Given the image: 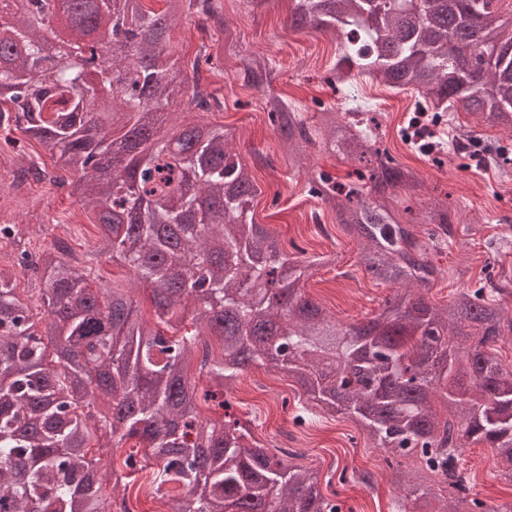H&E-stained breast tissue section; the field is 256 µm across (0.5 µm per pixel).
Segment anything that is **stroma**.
Listing matches in <instances>:
<instances>
[{"mask_svg":"<svg viewBox=\"0 0 512 512\" xmlns=\"http://www.w3.org/2000/svg\"><path fill=\"white\" fill-rule=\"evenodd\" d=\"M224 14L234 35L233 49L222 51L220 64L207 74L206 87L222 103L220 111L199 115L175 105L178 117L203 119L235 127L234 147L249 164L258 193L251 211L256 223L276 236L285 251L300 247L310 267L304 277L305 291L325 306L338 322L352 324L373 317L392 285L376 283L361 263L362 246L337 224L330 206L309 192L308 173L317 169L338 183L356 180L360 162H341L321 145L306 149L295 163L280 146L274 126L264 109L261 91L243 84L238 76L240 59L262 55L276 65L274 86L301 107L306 124L320 125L323 109L339 107L347 92H355L372 107L381 147L399 163L418 171L421 184L398 194L400 206L418 209L447 198L456 209L449 235L434 236L418 228L420 245L439 273L426 293L429 302L442 305L462 292L491 283L512 281V180L502 178L492 159L476 152L450 153L444 164L433 163L407 142L402 131L413 117L416 94L393 92L387 85L357 78L351 88L337 82L332 70L336 42L331 35L297 32L288 26L287 0H267L250 10L242 0H223ZM216 31L203 28L200 16L184 13L170 41V61L190 71L201 44L223 43ZM47 156L37 140L20 137L18 147L0 141V224L23 226L29 249L38 250L47 234L68 240L74 255L86 259L100 228L82 213L75 196L44 183L20 191L11 183V171L19 152ZM229 415L249 428L261 447L275 450L277 434L285 430L299 444L301 465L317 471L322 493L339 505L341 512H393L405 492L393 484L371 447L348 417H323L310 413L304 424L294 417L305 398L285 375H269L251 368L229 394ZM463 466L469 478V495L490 504H512V478L502 476L489 448H468ZM356 470L372 472L365 486L351 480ZM348 480H341V473Z\"/></svg>","mask_w":512,"mask_h":512,"instance_id":"35a3bbf8","label":"stroma"}]
</instances>
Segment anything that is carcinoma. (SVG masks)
Masks as SVG:
<instances>
[{"label":"carcinoma","instance_id":"cac0c4a2","mask_svg":"<svg viewBox=\"0 0 512 512\" xmlns=\"http://www.w3.org/2000/svg\"><path fill=\"white\" fill-rule=\"evenodd\" d=\"M68 2L73 20L51 56L43 52L50 0H28L12 16L0 37V118L59 153L44 176L71 188L102 228L90 260L120 261L134 283L148 284L157 324L123 291L92 288L56 236L35 263L41 314L17 293L16 265H0V512H107L103 480L117 489L125 475L101 472L91 442L129 439L144 445L150 486L171 498V512H338L318 473L291 463L295 454L257 446L236 420L198 415L200 399L229 409L224 395L251 365L295 380L319 413L354 418L395 476L402 458L418 455L439 479L422 493L429 512H512L469 498L462 466L467 445L481 442L512 478V367L492 352L512 337V316L495 284L445 305L412 292L437 275L394 208L397 189L416 184L417 173L377 147L363 120L327 112V147L380 161L348 185L314 173L310 193L363 242L374 279L405 287L377 317L340 326L303 296L302 262L246 217L257 187L233 148L235 130L206 122L166 130L167 108L180 98L200 112L220 106L196 78L214 65L213 51L203 49L183 78L173 67L167 79L140 70L165 60L168 30L186 9L230 40L217 0H166L160 13L145 0ZM293 2V27L341 40L338 74L374 75L417 90L427 106L512 129V36L504 37L497 0H384L377 10L372 0ZM98 30L135 41L136 55L114 52L100 65ZM476 43L487 55H475ZM240 76L267 90L264 109L281 139L313 143L298 107L273 89L268 58L243 59ZM116 82L112 108L135 115L132 126L91 111ZM114 150L132 165L108 175ZM453 217L440 201L414 223L446 232ZM179 266L192 274L178 284ZM192 365L209 379L201 392L187 376Z\"/></svg>","mask_w":512,"mask_h":512}]
</instances>
